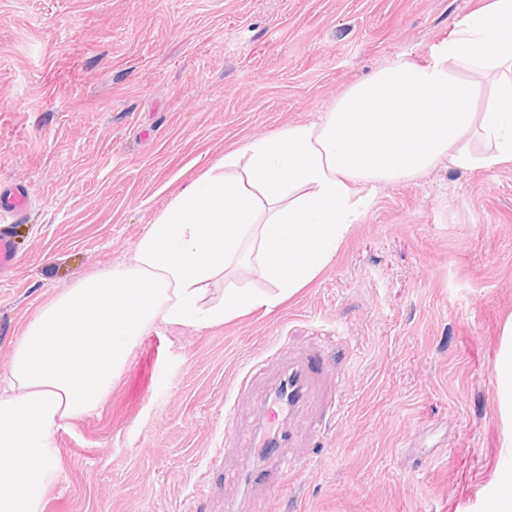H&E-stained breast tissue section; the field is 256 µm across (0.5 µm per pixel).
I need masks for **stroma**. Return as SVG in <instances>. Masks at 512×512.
Masks as SVG:
<instances>
[{
  "mask_svg": "<svg viewBox=\"0 0 512 512\" xmlns=\"http://www.w3.org/2000/svg\"><path fill=\"white\" fill-rule=\"evenodd\" d=\"M485 0H0V188L27 184L0 273V371L39 308L129 261L187 183L315 120ZM512 316V163L381 185L272 313L143 337L97 414L59 433L46 512H487L512 454L495 381ZM321 349L340 413L298 423L267 485L225 426L252 365Z\"/></svg>",
  "mask_w": 512,
  "mask_h": 512,
  "instance_id": "35a3bbf8",
  "label": "stroma"
}]
</instances>
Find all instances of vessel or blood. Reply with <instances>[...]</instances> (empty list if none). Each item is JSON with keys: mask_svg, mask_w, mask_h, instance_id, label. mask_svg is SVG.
I'll use <instances>...</instances> for the list:
<instances>
[{"mask_svg": "<svg viewBox=\"0 0 512 512\" xmlns=\"http://www.w3.org/2000/svg\"><path fill=\"white\" fill-rule=\"evenodd\" d=\"M29 203L27 191L14 186L0 192V216L19 219ZM325 375V360L321 352L313 350L299 356H289L271 382L260 393H253L249 379H242L239 390L243 396L253 397L259 416L252 427L255 457L238 473L239 480L252 486L263 483L267 463L273 461L280 449L294 448L298 436L292 421L302 410L320 406L326 414L338 410L332 392H319L318 380Z\"/></svg>", "mask_w": 512, "mask_h": 512, "instance_id": "1", "label": "vessel or blood"}]
</instances>
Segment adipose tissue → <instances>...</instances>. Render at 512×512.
Wrapping results in <instances>:
<instances>
[{
	"mask_svg": "<svg viewBox=\"0 0 512 512\" xmlns=\"http://www.w3.org/2000/svg\"><path fill=\"white\" fill-rule=\"evenodd\" d=\"M510 161L512 0H488L316 120L226 153L173 197L130 262L62 289L13 342L0 374V512H45L59 432L100 409L142 336L272 312L335 257L380 185Z\"/></svg>",
	"mask_w": 512,
	"mask_h": 512,
	"instance_id": "ef3b65f1",
	"label": "adipose tissue"
}]
</instances>
